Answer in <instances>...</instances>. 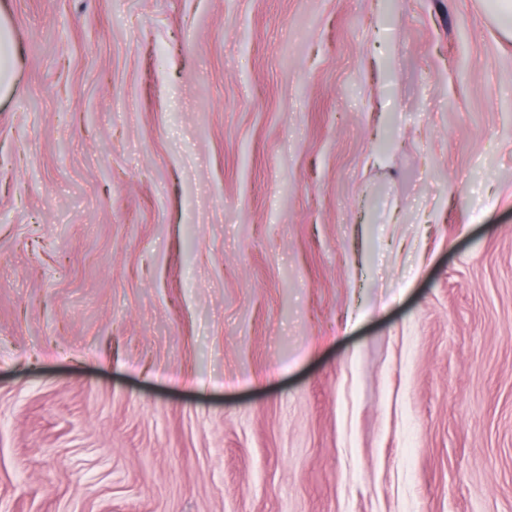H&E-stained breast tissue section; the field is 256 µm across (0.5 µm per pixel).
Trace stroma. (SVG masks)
Segmentation results:
<instances>
[{
	"instance_id": "35a3bbf8",
	"label": "stroma",
	"mask_w": 512,
	"mask_h": 512,
	"mask_svg": "<svg viewBox=\"0 0 512 512\" xmlns=\"http://www.w3.org/2000/svg\"><path fill=\"white\" fill-rule=\"evenodd\" d=\"M0 24V512H512V0ZM16 47L6 27L0 28V97L10 94L13 88Z\"/></svg>"
}]
</instances>
